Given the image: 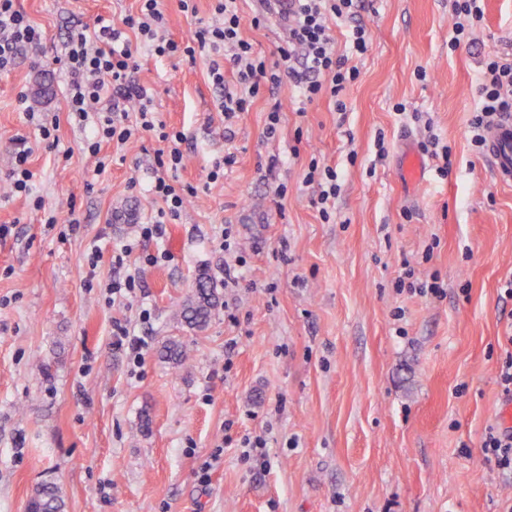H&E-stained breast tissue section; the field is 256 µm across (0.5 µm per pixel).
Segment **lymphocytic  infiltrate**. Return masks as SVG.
Masks as SVG:
<instances>
[{
    "instance_id": "1",
    "label": "lymphocytic infiltrate",
    "mask_w": 512,
    "mask_h": 512,
    "mask_svg": "<svg viewBox=\"0 0 512 512\" xmlns=\"http://www.w3.org/2000/svg\"><path fill=\"white\" fill-rule=\"evenodd\" d=\"M138 13L126 15L122 28L109 20L97 19L94 26L72 31L64 56L53 57L68 79V114L71 121L91 129L86 149L98 158L97 172L107 164L100 158L102 143L125 146L136 134L149 133L162 142L155 156L156 177L152 193L162 200L157 221L141 225L144 240L161 238L163 219L177 218L198 189L178 184L174 172L182 167L181 146L187 137L183 131L167 129L153 112L154 92L140 84L135 73L136 50L127 38L135 31L155 54L181 55L188 60L208 55L212 61L209 75L213 84L223 87L224 67L232 65L237 86L225 89L222 108L231 119L249 111L254 99L268 93L274 99L265 128L266 138L275 137L280 123L281 105L275 100L284 84L299 93L301 104L323 94L335 100L337 111H345L341 93L360 76L355 59L368 50V35L356 23V0H296L293 11L285 13L288 41L279 47L274 61L255 53L252 43L241 35L239 0H214L212 21L200 23L182 41L165 37V24L159 0H140ZM348 25V50L336 53L333 26ZM43 33L17 6L16 0H0V72L16 63L25 47H41ZM512 111V58L493 55L486 59L479 77L478 100L469 124V139L476 150L484 148V130L497 113Z\"/></svg>"
}]
</instances>
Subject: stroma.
Listing matches in <instances>:
<instances>
[{
	"mask_svg": "<svg viewBox=\"0 0 512 512\" xmlns=\"http://www.w3.org/2000/svg\"><path fill=\"white\" fill-rule=\"evenodd\" d=\"M17 5L45 39L0 73V224L13 227L0 240V512H28L45 483L60 489L65 512H512V482L481 451L505 402L499 371L512 349L503 292L512 184L496 180L467 134L487 55L512 53V0H484L473 41L455 49L453 0H366L357 19L370 49L356 61L343 118L327 94L298 109L286 85L225 123L208 57L139 47L136 77L153 89L154 112L188 135L177 179L198 188L147 242L134 234L162 206L151 192L159 141L102 144L111 163L96 173L87 132L68 116L67 78L49 63L75 25L121 21L138 0ZM212 5L196 0L192 15L163 0L167 35L185 38ZM258 5L243 0L241 35L272 60L288 33L275 16L253 26ZM276 100L281 122L269 139ZM32 110L58 116L69 157L45 149ZM430 130L450 149L448 173L429 157L422 182L408 185L404 139ZM15 138L31 149L27 197L2 180ZM228 154L233 164L210 180ZM273 155L281 163L271 171ZM314 160L340 176L325 215L304 182ZM129 242L123 268L113 267V250ZM160 248L165 261L143 262ZM232 256L238 282L228 287ZM133 270L142 295L113 300L108 284ZM202 271L219 301L195 332L176 311ZM408 276L437 280L441 294L398 290ZM117 321L148 342L139 369L112 348ZM171 337L190 351L184 365L160 356ZM258 434L268 439L264 471L241 458L243 439Z\"/></svg>",
	"mask_w": 512,
	"mask_h": 512,
	"instance_id": "35a3bbf8",
	"label": "stroma"
}]
</instances>
